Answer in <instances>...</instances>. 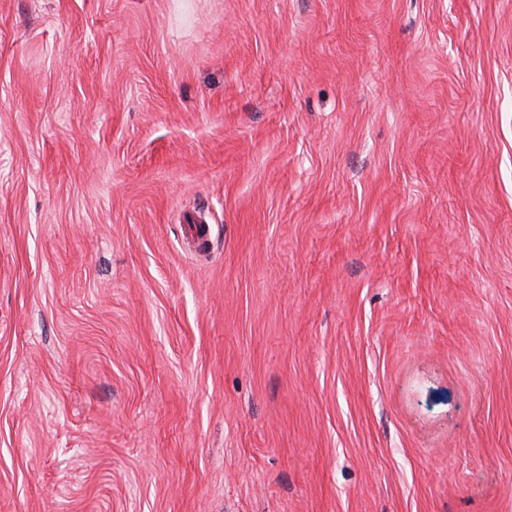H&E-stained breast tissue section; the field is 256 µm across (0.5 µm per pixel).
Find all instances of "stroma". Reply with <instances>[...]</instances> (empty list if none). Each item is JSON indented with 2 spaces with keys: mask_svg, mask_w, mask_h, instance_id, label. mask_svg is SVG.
Returning <instances> with one entry per match:
<instances>
[{
  "mask_svg": "<svg viewBox=\"0 0 512 512\" xmlns=\"http://www.w3.org/2000/svg\"><path fill=\"white\" fill-rule=\"evenodd\" d=\"M0 512H512V0H0Z\"/></svg>",
  "mask_w": 512,
  "mask_h": 512,
  "instance_id": "35a3bbf8",
  "label": "stroma"
}]
</instances>
